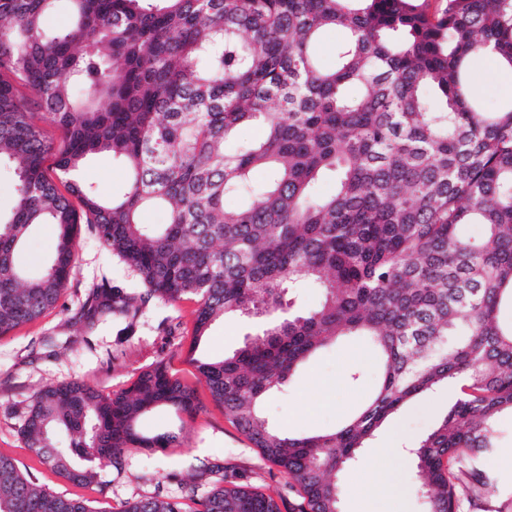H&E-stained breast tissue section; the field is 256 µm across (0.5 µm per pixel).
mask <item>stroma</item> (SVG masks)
<instances>
[{"label": "stroma", "instance_id": "stroma-1", "mask_svg": "<svg viewBox=\"0 0 512 512\" xmlns=\"http://www.w3.org/2000/svg\"><path fill=\"white\" fill-rule=\"evenodd\" d=\"M79 178L109 199L125 190L128 175L111 157L97 156L82 168ZM105 278L131 293L144 290L136 273L92 233L81 231L66 290L56 307L0 337V454L13 458L39 485L87 501L99 512H120L124 502L144 495L185 501L189 485L205 469L259 488L278 500L281 512H297L301 499L290 488L287 475L265 461L227 419L186 357L193 340L195 300L173 306L153 301L136 316H112L93 331H84L74 317L88 290ZM254 327V320L226 317L212 327L201 349L211 356L232 352ZM160 361L167 363L173 378L194 390L200 410L191 419L171 409H156L141 417L138 429L149 436L178 433L176 444L127 449L117 465L101 460L99 485L79 486L60 477L25 443L20 429L26 400L43 384L79 379L113 394L130 387L143 370ZM377 378L370 344L359 336H345L314 354L294 380L266 399L264 410L287 432L327 431L364 404ZM447 405L444 388L407 404L379 430L371 447L363 449L361 462L345 472L344 484L372 477L377 448L390 449V466L401 479H408L405 445L426 434ZM144 471L153 472L152 481H139Z\"/></svg>", "mask_w": 512, "mask_h": 512}]
</instances>
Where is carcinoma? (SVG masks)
Instances as JSON below:
<instances>
[{
    "mask_svg": "<svg viewBox=\"0 0 512 512\" xmlns=\"http://www.w3.org/2000/svg\"><path fill=\"white\" fill-rule=\"evenodd\" d=\"M61 4L70 22L47 27ZM336 29L347 39L326 67L316 47ZM487 53L512 67V0H443L434 13L427 0H0V165L16 179L15 205L0 214V335L58 304L85 224L145 293L104 280L77 322L91 331L153 299H196L188 359L225 416L288 475L298 512H342V474L361 449L440 387L446 414L407 449L422 512H460L465 498L512 512L511 497L492 506L500 489L485 466L499 419L512 416V102L489 109L473 97L472 63ZM16 81L67 140L53 177L51 146ZM246 124L260 139L226 151ZM97 155L127 169L120 196L104 200L76 179ZM260 169L269 178L256 184ZM326 173L336 190L319 197ZM228 195L241 205L225 208ZM153 208L167 223L143 222ZM40 224L57 236L31 273L15 254ZM303 285L320 290L313 309L285 299ZM230 315L264 326L229 355L202 353ZM342 336L372 344V395L331 431L284 434L263 400ZM159 407L199 411L162 361L113 395L78 380L43 385L21 433L67 481L90 486L98 461L177 441L136 430ZM188 497L193 512H281L222 477ZM0 512L98 510L39 487L0 454ZM121 512L188 510L142 496Z\"/></svg>",
    "mask_w": 512,
    "mask_h": 512,
    "instance_id": "cac0c4a2",
    "label": "carcinoma"
}]
</instances>
